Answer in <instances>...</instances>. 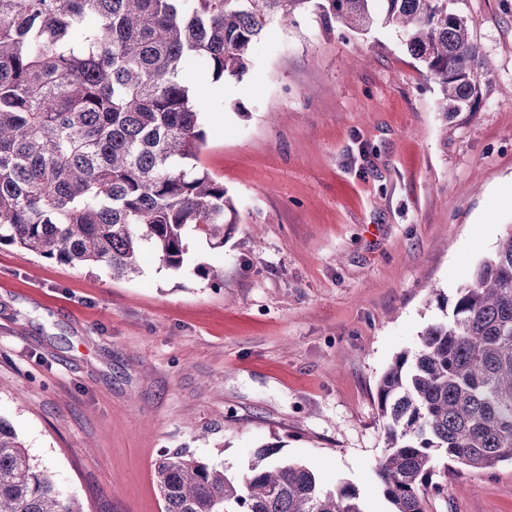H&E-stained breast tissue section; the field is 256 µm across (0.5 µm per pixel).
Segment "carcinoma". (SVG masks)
Segmentation results:
<instances>
[{"instance_id": "carcinoma-1", "label": "carcinoma", "mask_w": 512, "mask_h": 512, "mask_svg": "<svg viewBox=\"0 0 512 512\" xmlns=\"http://www.w3.org/2000/svg\"><path fill=\"white\" fill-rule=\"evenodd\" d=\"M450 0H0V245L69 265L139 273L148 244L182 267L186 236L224 247L238 210L188 166L206 133L186 64L239 77L276 23L316 13L366 33L392 26L438 84L439 108L475 112L486 59ZM388 447L374 474L387 512H430L435 452L472 470L512 462V231L458 288L445 319L379 385ZM230 478L186 451L155 470L164 512H367L355 486L269 463ZM0 512H84L0 419Z\"/></svg>"}]
</instances>
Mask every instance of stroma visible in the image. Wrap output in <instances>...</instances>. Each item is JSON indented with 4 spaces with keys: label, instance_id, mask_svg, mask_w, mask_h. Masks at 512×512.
Here are the masks:
<instances>
[{
    "label": "stroma",
    "instance_id": "35a3bbf8",
    "mask_svg": "<svg viewBox=\"0 0 512 512\" xmlns=\"http://www.w3.org/2000/svg\"><path fill=\"white\" fill-rule=\"evenodd\" d=\"M488 62L477 111L445 118L400 36L267 28L210 95L197 165L238 221L184 265L143 248L139 273L72 267L0 245V419L86 512H164L154 472L184 449L231 477L257 448L385 512L380 380L445 315L512 228V0H455ZM220 265L224 282L196 276ZM432 512H512V462L438 455Z\"/></svg>",
    "mask_w": 512,
    "mask_h": 512
}]
</instances>
